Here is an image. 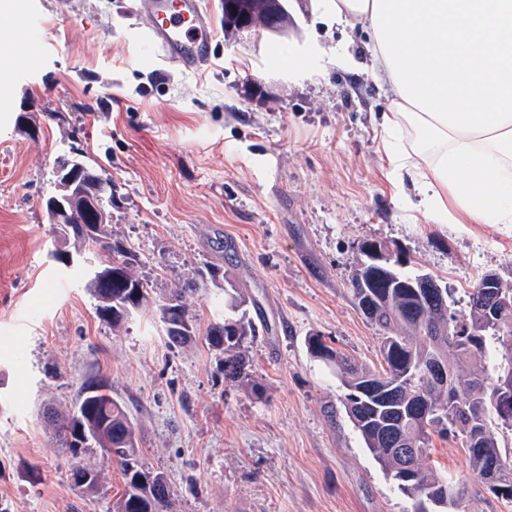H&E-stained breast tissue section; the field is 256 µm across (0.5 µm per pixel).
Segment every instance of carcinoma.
Wrapping results in <instances>:
<instances>
[{
	"mask_svg": "<svg viewBox=\"0 0 512 512\" xmlns=\"http://www.w3.org/2000/svg\"><path fill=\"white\" fill-rule=\"evenodd\" d=\"M104 249L112 253L107 268L121 275V280L112 283V295L127 299L131 289L126 284H137L141 292L133 301V308H141L148 301L149 289L133 272L136 254L118 241L106 244ZM387 254L389 266L375 270L360 266L351 279L358 308L383 332L381 354L387 365L386 373H375L359 365L318 334L308 336V350L313 357L336 368V376L346 390L343 407L349 420L366 448L383 466L389 480L412 501V512H418V506L430 497L434 498L435 512H458L468 493L466 483L445 473L421 468L420 457L433 432L458 440L468 453L473 477L496 497L512 501V451L498 447L488 423V414L492 412L501 425L512 428V405L502 406L497 397L505 383H512V311L509 319L500 323L477 316L474 303L481 293L477 284L469 292L468 315L459 317L447 307L440 312L430 310L419 318L410 310L408 288L418 274L399 270L404 262L393 249H387ZM197 290V282H189L187 287L177 289L168 297L188 324V334L170 337L174 344L184 345L199 334L197 318L183 301L184 294ZM246 304L247 296L242 289H224V315L208 323L203 339L209 349L222 355L224 380L256 392L259 386L252 380L246 351L254 342L258 327L248 316ZM450 347L461 363L477 353L489 357L485 364L472 367L469 378L462 382L454 377L453 366H448L457 403L468 411L467 419L456 418V413L448 407V394L432 387L424 371L432 360L448 362ZM369 381L390 387L391 398L381 406L380 415L386 421L382 430L365 423L374 408L372 399L362 395L360 389ZM104 389L100 380L91 378L82 386L70 410L54 414L62 447L74 459L87 452L79 446L83 439L78 434L75 419L76 410L86 412L96 423V433L92 435L95 447L117 463L123 479L124 491L113 503V512H173L167 475L140 463L141 451L132 423L120 403L101 394ZM417 401L423 402L425 411L400 419V412ZM475 428L481 430L483 453L469 445V436ZM389 433L415 446L409 467H402L401 460L387 443L385 436ZM490 459L497 461L493 475L487 471ZM73 469L92 474L90 484L83 487L75 482L74 489L81 494L98 489L99 471L80 463Z\"/></svg>",
	"mask_w": 512,
	"mask_h": 512,
	"instance_id": "cac0c4a2",
	"label": "carcinoma"
}]
</instances>
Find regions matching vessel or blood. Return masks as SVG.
Instances as JSON below:
<instances>
[{"instance_id": "obj_1", "label": "vessel or blood", "mask_w": 512, "mask_h": 512, "mask_svg": "<svg viewBox=\"0 0 512 512\" xmlns=\"http://www.w3.org/2000/svg\"><path fill=\"white\" fill-rule=\"evenodd\" d=\"M135 12L148 22L149 46L189 70H201L211 59L215 25L201 0H136Z\"/></svg>"}]
</instances>
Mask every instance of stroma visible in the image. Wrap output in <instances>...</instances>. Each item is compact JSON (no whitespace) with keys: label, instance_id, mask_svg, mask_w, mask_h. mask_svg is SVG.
<instances>
[{"label":"stroma","instance_id":"obj_1","mask_svg":"<svg viewBox=\"0 0 512 512\" xmlns=\"http://www.w3.org/2000/svg\"><path fill=\"white\" fill-rule=\"evenodd\" d=\"M217 36L201 71L144 45L134 0H10L0 11V512H112L116 464L92 494L45 408L70 409L102 379L124 406L143 461L167 473L176 512H410L365 447L335 374L306 336L380 368L381 334L350 281L362 244L388 243L434 276L457 315L475 280L512 288V226L429 224L387 177L379 123L389 100L369 75L366 34L293 0V24L238 38L221 0H204ZM42 22L38 65L25 21ZM304 66L292 71L289 56ZM28 114L29 128L17 125ZM80 153L110 182L112 239L135 250L150 298L119 326L97 313L84 264L50 260L45 212L57 162ZM217 268L242 288L259 328L248 352L258 391L224 380L203 339L172 345L159 305ZM423 469L469 478L458 441L433 436Z\"/></svg>","mask_w":512,"mask_h":512}]
</instances>
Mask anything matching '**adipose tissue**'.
Here are the masks:
<instances>
[{"label":"adipose tissue","mask_w":512,"mask_h":512,"mask_svg":"<svg viewBox=\"0 0 512 512\" xmlns=\"http://www.w3.org/2000/svg\"><path fill=\"white\" fill-rule=\"evenodd\" d=\"M388 87V175L433 224H512V0H319Z\"/></svg>","instance_id":"obj_1"}]
</instances>
